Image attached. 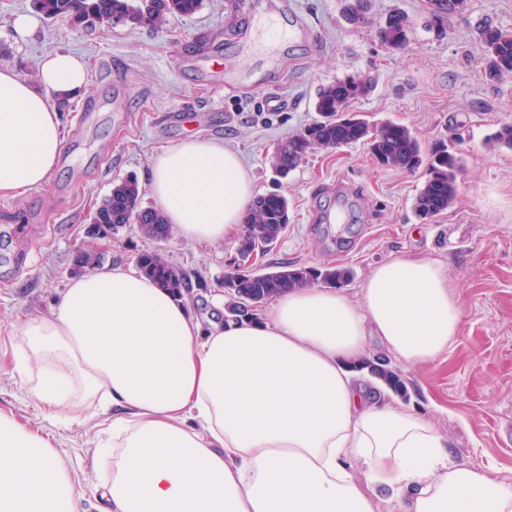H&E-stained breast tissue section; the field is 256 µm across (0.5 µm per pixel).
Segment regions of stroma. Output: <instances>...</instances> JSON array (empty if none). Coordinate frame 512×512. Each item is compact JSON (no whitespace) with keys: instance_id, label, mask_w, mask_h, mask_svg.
<instances>
[{"instance_id":"35a3bbf8","label":"stroma","mask_w":512,"mask_h":512,"mask_svg":"<svg viewBox=\"0 0 512 512\" xmlns=\"http://www.w3.org/2000/svg\"><path fill=\"white\" fill-rule=\"evenodd\" d=\"M320 35L312 48L297 36L267 53L258 43L260 0H203L195 14L159 28L84 27L43 19L32 0H0V69L35 79L42 60L71 53L87 64L86 83L62 110L65 149L48 181L16 196H0V411L54 438L74 472L86 512H99L98 472L91 468L93 424L62 429L25 395L10 366V332L49 315L71 282L74 258L96 241L90 218L114 182L147 185L162 148L196 134L235 150L256 194L290 202V223L256 266L292 262L340 265L356 294L371 269L394 258L442 262L463 306L455 345L433 363L399 371L409 404L426 412L448 438L452 458L494 470L512 481V149H491L490 136L512 124V77L489 83L480 29L493 20L512 33V0H467L464 11L432 24L426 0H370L369 23L350 24L343 0H288ZM407 16L406 47L392 51L378 37L390 13ZM28 17L18 33L15 21ZM372 79V92L351 104L373 124L407 126L423 155L438 143L461 159L457 195L443 213L420 219L414 201L425 169L379 166L366 145L313 150L280 176L278 143L313 123L322 86L346 77ZM287 98L281 112L265 109L271 90ZM355 185L356 208L345 223L324 224L322 209L335 180ZM235 240L221 244L171 236L156 241L129 224L112 237L103 269L135 268L143 250H158L191 278L185 302L201 317L225 318L214 302L237 258Z\"/></svg>"}]
</instances>
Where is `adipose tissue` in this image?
I'll return each instance as SVG.
<instances>
[{
    "label": "adipose tissue",
    "mask_w": 512,
    "mask_h": 512,
    "mask_svg": "<svg viewBox=\"0 0 512 512\" xmlns=\"http://www.w3.org/2000/svg\"><path fill=\"white\" fill-rule=\"evenodd\" d=\"M86 81L47 57L36 81L0 70V195L41 186L64 151L46 91ZM149 191L181 237L233 238L254 195L237 152L188 138L159 153ZM458 290L438 260L373 268L356 296L288 290L260 316L211 321L153 280L116 267L73 279L50 316L13 331L29 399L70 424L94 419L105 512H512V484L454 463L422 411L363 369L382 351L408 366L455 343ZM0 512H79L55 444L0 411Z\"/></svg>",
    "instance_id": "1"
}]
</instances>
